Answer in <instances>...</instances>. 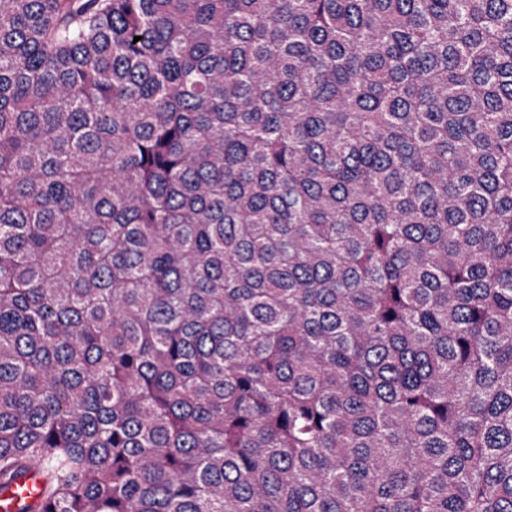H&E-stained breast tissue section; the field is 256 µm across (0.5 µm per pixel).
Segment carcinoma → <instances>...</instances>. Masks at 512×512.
<instances>
[{
	"label": "carcinoma",
	"mask_w": 512,
	"mask_h": 512,
	"mask_svg": "<svg viewBox=\"0 0 512 512\" xmlns=\"http://www.w3.org/2000/svg\"><path fill=\"white\" fill-rule=\"evenodd\" d=\"M34 464L37 512H512V0H0Z\"/></svg>",
	"instance_id": "obj_1"
}]
</instances>
